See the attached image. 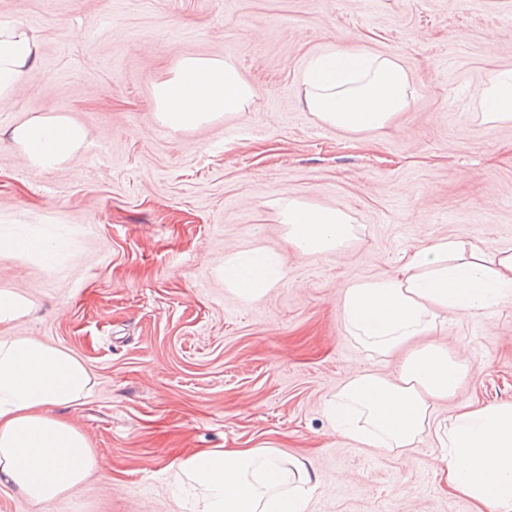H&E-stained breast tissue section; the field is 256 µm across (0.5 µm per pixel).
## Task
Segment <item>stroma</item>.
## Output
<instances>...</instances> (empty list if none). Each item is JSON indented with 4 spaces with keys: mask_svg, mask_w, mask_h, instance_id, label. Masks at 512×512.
Instances as JSON below:
<instances>
[{
    "mask_svg": "<svg viewBox=\"0 0 512 512\" xmlns=\"http://www.w3.org/2000/svg\"><path fill=\"white\" fill-rule=\"evenodd\" d=\"M0 23L38 59L0 96V234L48 239L50 257L0 256V290L28 314L0 339L69 350L91 390L58 416L100 466L34 505L0 485V512H193L170 463L200 448L305 458L307 512H472L432 466L436 427L459 403L512 402V302L447 319L435 343L468 367L406 457L336 434L327 402L357 370L397 376L342 323L345 284L401 270L440 237L512 250V123L481 117L480 88L512 66V0H0ZM331 48L398 59L413 94L360 133L303 104L302 74ZM232 61L254 95L241 112L181 132L155 116L153 86L183 55ZM66 115L84 143L58 167L25 166L3 132ZM352 219L344 249L299 256L284 198ZM273 255L285 276L247 301L226 254Z\"/></svg>",
    "mask_w": 512,
    "mask_h": 512,
    "instance_id": "1",
    "label": "stroma"
}]
</instances>
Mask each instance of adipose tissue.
Here are the masks:
<instances>
[{
  "instance_id": "1",
  "label": "adipose tissue",
  "mask_w": 512,
  "mask_h": 512,
  "mask_svg": "<svg viewBox=\"0 0 512 512\" xmlns=\"http://www.w3.org/2000/svg\"><path fill=\"white\" fill-rule=\"evenodd\" d=\"M37 55V42L19 25L0 26V94L10 92ZM303 101L323 123L347 132L383 128L408 104L410 77L396 60L359 51L329 52L303 76ZM252 97L228 60L187 55L154 86L157 119L172 131L242 111ZM484 122H512V68L481 87ZM8 136L24 164L53 170L85 138L75 121L34 117ZM288 240L304 256L344 246L350 217L294 198L282 205ZM284 272L263 256L224 258V281L246 300L263 296ZM512 300V252L487 255L476 243L441 238L417 248L402 271L357 279L343 293L342 319L367 352L402 354L397 377L353 375L328 403L339 435L398 454L430 428L437 400L455 396L467 366L430 343L445 315L474 317ZM85 363L70 351L34 339L0 340V484L41 504L76 490L97 469L86 436L56 417L90 391ZM449 489L473 512H512V402L462 405L449 417L436 459ZM174 484L190 482L199 512H306L316 478L302 458L281 462L261 449L212 448L171 463Z\"/></svg>"
}]
</instances>
